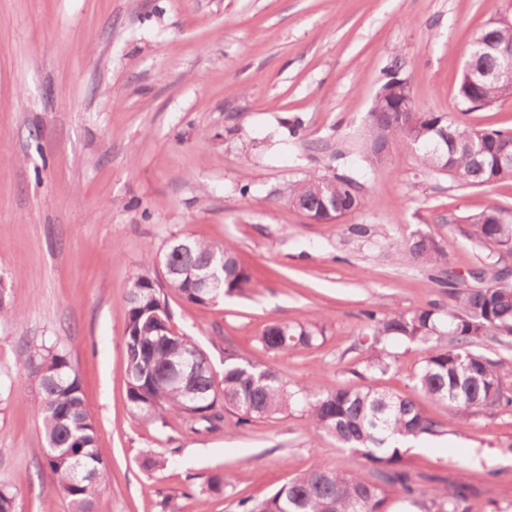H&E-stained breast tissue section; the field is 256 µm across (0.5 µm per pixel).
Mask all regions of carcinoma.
Segmentation results:
<instances>
[{
    "instance_id": "obj_1",
    "label": "carcinoma",
    "mask_w": 512,
    "mask_h": 512,
    "mask_svg": "<svg viewBox=\"0 0 512 512\" xmlns=\"http://www.w3.org/2000/svg\"><path fill=\"white\" fill-rule=\"evenodd\" d=\"M503 50L512 49V24L485 25L468 44L466 56L478 66L495 59L481 54V39ZM391 77L380 84L369 109V125L387 132L394 144L413 156L426 173L447 175L462 187H492L512 181V166L499 162V149L512 140L509 129H476L447 112H387ZM509 97L508 87L487 83L473 89L461 78L457 104L461 113L491 106ZM369 166L383 163L374 151L370 129L353 138ZM362 185L356 177L331 179L312 175L298 184L290 200L304 211L325 199L336 204V218L364 207ZM464 236L487 250L486 260L468 271L473 287H458L455 271L446 267L447 248L421 231L397 246L410 261L433 272L448 286V307L395 309L381 316L365 312L358 343L367 353V369L386 373L392 366L386 349L401 340L424 349L412 391L448 409V424L461 425L480 414L512 406V389L501 380L498 363L474 346L492 342L512 345V219L503 208L488 205L463 218ZM164 279L150 272L137 275L127 296L124 346L127 358V400L131 410L165 421L173 414L187 428L217 430L225 414L239 426L272 418L301 406L309 422L363 457L368 475L349 473L323 464L288 478L268 497L239 502L243 512H391L395 498L422 504L411 473L404 467L405 444L442 432L410 394H397L373 385L344 386L316 394L284 379L235 352L225 353L224 372L217 374L205 351L190 337L172 329L166 292L200 306L215 305L224 296L241 293L250 275L233 247L189 235L173 237L166 247ZM324 329L313 323L273 322L259 338L274 354L300 351L314 345ZM29 373L38 378V413L47 448L45 466L51 483L68 501L70 512H94L109 491L106 449L99 447L94 421L85 403L83 386L69 353L58 342L42 343L26 352ZM470 486L457 483L435 490L446 512H459ZM0 512H18V492L0 484Z\"/></svg>"
}]
</instances>
